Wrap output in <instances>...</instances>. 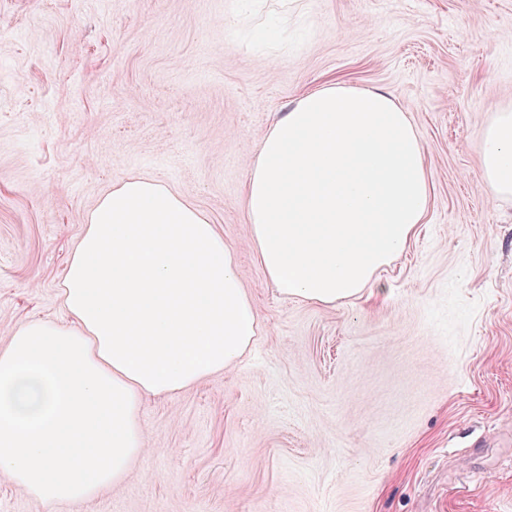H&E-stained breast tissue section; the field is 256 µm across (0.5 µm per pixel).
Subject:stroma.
Segmentation results:
<instances>
[{
  "label": "stroma",
  "instance_id": "obj_1",
  "mask_svg": "<svg viewBox=\"0 0 512 512\" xmlns=\"http://www.w3.org/2000/svg\"><path fill=\"white\" fill-rule=\"evenodd\" d=\"M231 0H0V343L70 317L58 290L113 184L153 177L236 248L260 330L241 363L145 397L148 451L118 487L0 512H512V199L479 143L512 105V0H298L284 51ZM382 88L425 147L426 221L372 287L282 296L244 188L272 122L328 82Z\"/></svg>",
  "mask_w": 512,
  "mask_h": 512
}]
</instances>
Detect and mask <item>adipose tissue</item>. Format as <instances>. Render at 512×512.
Wrapping results in <instances>:
<instances>
[{
    "mask_svg": "<svg viewBox=\"0 0 512 512\" xmlns=\"http://www.w3.org/2000/svg\"><path fill=\"white\" fill-rule=\"evenodd\" d=\"M512 197V107L480 144ZM425 151L391 93L331 82L292 100L245 187L249 242L277 291L333 304L408 246L431 201ZM60 297L73 322H23L0 345V478L41 504L120 485L146 451L138 412L233 368L258 311L235 248L166 185L129 178L89 214Z\"/></svg>",
    "mask_w": 512,
    "mask_h": 512,
    "instance_id": "adipose-tissue-1",
    "label": "adipose tissue"
}]
</instances>
